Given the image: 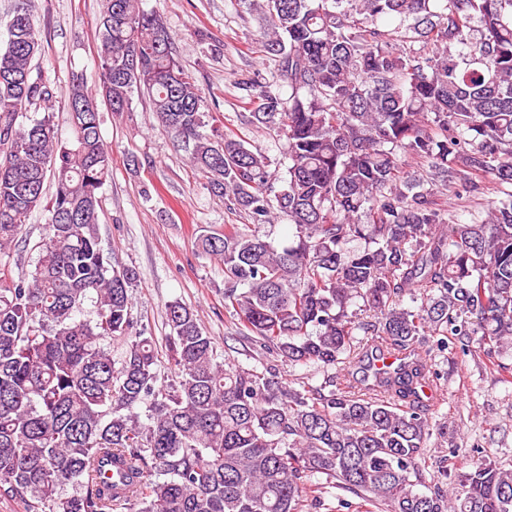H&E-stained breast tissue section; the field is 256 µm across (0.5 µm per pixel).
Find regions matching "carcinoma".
<instances>
[{"mask_svg":"<svg viewBox=\"0 0 512 512\" xmlns=\"http://www.w3.org/2000/svg\"><path fill=\"white\" fill-rule=\"evenodd\" d=\"M35 8L13 0L0 48V251L47 212L31 277L0 265V497L23 512H303L318 472L366 512H512V470L482 456L451 480L443 456L438 487L414 490L431 437L426 337L465 352L479 333L489 369L512 378V0H256L260 50L290 90L263 86L249 102L250 122L286 137L274 180L244 140L204 132L199 88L138 0H101L99 84L72 82L73 139L59 141L54 89L32 75ZM136 93L213 196L295 227L278 248L237 224L197 246L223 259L243 337L282 363L337 370L323 385L219 360L179 302L166 311L168 376L152 339L132 335L137 273L112 268L99 233L111 166L96 98L128 112ZM407 156L434 179L408 175ZM487 182L486 217L459 223L438 207L436 194ZM407 295L421 304L404 307ZM359 299L375 321L350 311ZM360 331L370 345H356ZM107 340L126 343L121 360ZM391 350L410 355L405 369L369 373Z\"/></svg>","mask_w":512,"mask_h":512,"instance_id":"cac0c4a2","label":"carcinoma"}]
</instances>
